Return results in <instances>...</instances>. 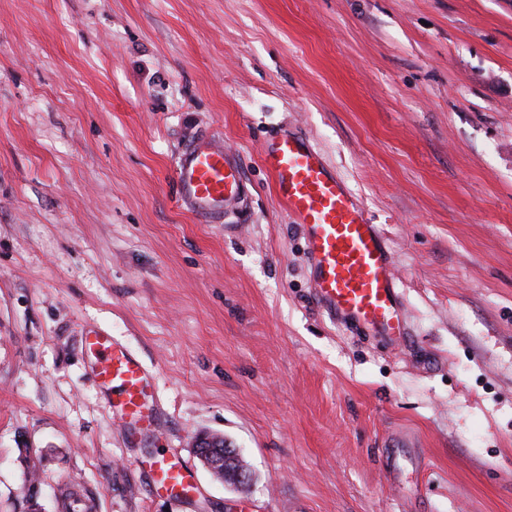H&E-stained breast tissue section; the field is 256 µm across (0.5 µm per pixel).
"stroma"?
<instances>
[{
	"mask_svg": "<svg viewBox=\"0 0 512 512\" xmlns=\"http://www.w3.org/2000/svg\"><path fill=\"white\" fill-rule=\"evenodd\" d=\"M289 132L380 225L405 342L316 303L261 162ZM205 134L248 191L221 224L177 197ZM91 330L162 433L123 444ZM159 452L190 499L148 492ZM68 483L89 512H512V0H0V512ZM85 349L95 360L99 385L112 392V407L124 422V440L134 445L159 428L153 375L125 346L112 336L89 331L83 336ZM222 440L223 444H220ZM224 446L228 450L234 449L236 453L239 452L238 449L232 448L227 440L224 443V437L218 435L198 434L193 441V448L196 449L204 466L215 479L222 482H224V470L230 474L237 469L247 467L241 457L231 456V451H227L228 456L225 458Z\"/></svg>",
	"mask_w": 512,
	"mask_h": 512,
	"instance_id": "1",
	"label": "stroma"
}]
</instances>
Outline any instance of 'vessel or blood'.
Segmentation results:
<instances>
[{
	"mask_svg": "<svg viewBox=\"0 0 512 512\" xmlns=\"http://www.w3.org/2000/svg\"><path fill=\"white\" fill-rule=\"evenodd\" d=\"M278 198L306 235L316 299L333 314L394 342L407 334L398 280L385 239L360 200L329 168L320 151L301 135L268 141L261 154ZM179 199L202 222L219 224L245 193L240 166L222 142L202 138L177 162ZM95 360L99 385L112 393L124 422V440L136 444L159 428L154 377L111 336L90 331L83 338ZM153 495L186 497L194 489L190 468L168 457L146 467Z\"/></svg>",
	"mask_w": 512,
	"mask_h": 512,
	"instance_id": "obj_1",
	"label": "vessel or blood"
}]
</instances>
